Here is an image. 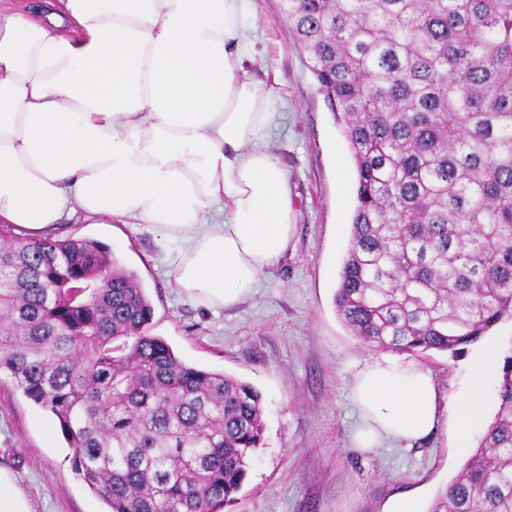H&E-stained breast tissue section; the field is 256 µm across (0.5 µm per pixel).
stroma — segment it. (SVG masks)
Here are the masks:
<instances>
[{
    "label": "stroma",
    "mask_w": 512,
    "mask_h": 512,
    "mask_svg": "<svg viewBox=\"0 0 512 512\" xmlns=\"http://www.w3.org/2000/svg\"><path fill=\"white\" fill-rule=\"evenodd\" d=\"M251 77L264 81L275 114L268 147L294 193L292 249L231 308L212 310L181 294L167 255L178 242L158 230L112 221H63L54 238L106 244L138 275L154 307L152 332L187 364L253 385L265 403L263 447L231 512H393L413 498L428 512L461 471L453 410L471 388L482 345L460 355L429 351L415 360L440 392L439 426L409 448L365 453L353 445L350 390L373 349L339 319L333 296L355 204L356 173L340 126L297 46L281 0H245ZM50 413L0 376V464L29 494L35 512H105L71 466Z\"/></svg>",
    "instance_id": "obj_1"
}]
</instances>
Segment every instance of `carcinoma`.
Instances as JSON below:
<instances>
[{
	"instance_id": "obj_1",
	"label": "carcinoma",
	"mask_w": 512,
	"mask_h": 512,
	"mask_svg": "<svg viewBox=\"0 0 512 512\" xmlns=\"http://www.w3.org/2000/svg\"><path fill=\"white\" fill-rule=\"evenodd\" d=\"M356 168L334 293L371 348L458 353L512 316V0H282ZM135 272L84 238L0 240V375L51 413L108 512H222L263 398L152 334ZM499 407L429 512H512Z\"/></svg>"
}]
</instances>
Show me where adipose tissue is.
Here are the masks:
<instances>
[{"label":"adipose tissue","mask_w":512,"mask_h":512,"mask_svg":"<svg viewBox=\"0 0 512 512\" xmlns=\"http://www.w3.org/2000/svg\"><path fill=\"white\" fill-rule=\"evenodd\" d=\"M248 30L243 0H0V224L30 238L78 215L157 227L181 244L178 288L237 303L295 226L268 93L244 67ZM498 366L486 345L456 408L459 449ZM351 399L366 450L441 419L432 376L411 361L365 360Z\"/></svg>","instance_id":"adipose-tissue-1"}]
</instances>
